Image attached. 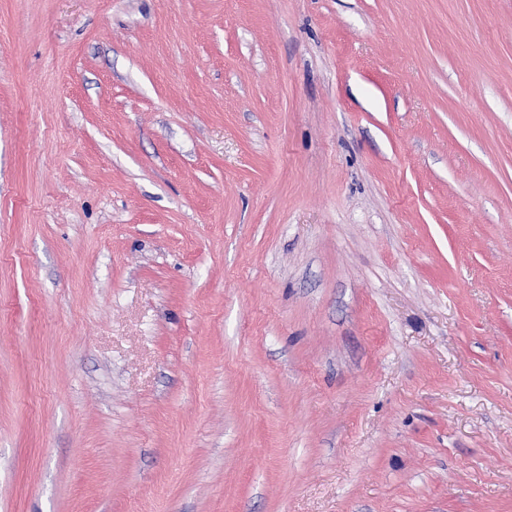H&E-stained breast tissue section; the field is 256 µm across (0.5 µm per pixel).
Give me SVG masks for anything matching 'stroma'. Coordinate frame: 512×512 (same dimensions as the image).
Returning <instances> with one entry per match:
<instances>
[{"mask_svg": "<svg viewBox=\"0 0 512 512\" xmlns=\"http://www.w3.org/2000/svg\"><path fill=\"white\" fill-rule=\"evenodd\" d=\"M0 512H512V0H0Z\"/></svg>", "mask_w": 512, "mask_h": 512, "instance_id": "35a3bbf8", "label": "stroma"}]
</instances>
